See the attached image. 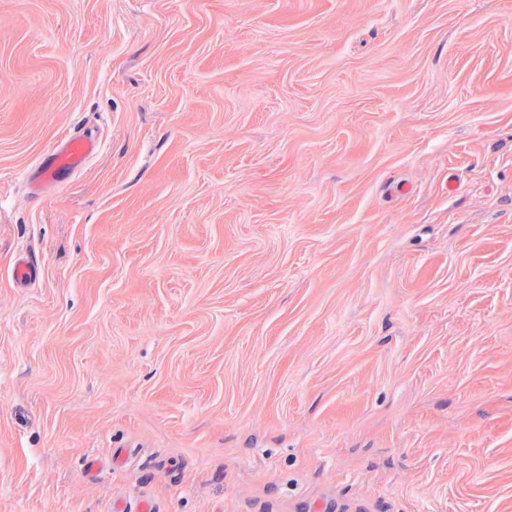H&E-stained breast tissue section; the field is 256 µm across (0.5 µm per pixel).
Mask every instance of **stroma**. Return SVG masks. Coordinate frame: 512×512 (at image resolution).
I'll list each match as a JSON object with an SVG mask.
<instances>
[{"label": "stroma", "mask_w": 512, "mask_h": 512, "mask_svg": "<svg viewBox=\"0 0 512 512\" xmlns=\"http://www.w3.org/2000/svg\"><path fill=\"white\" fill-rule=\"evenodd\" d=\"M0 512H512V0H0ZM98 150V142L92 136L75 133L64 137L42 156L39 162L41 182L55 185L60 171L80 170Z\"/></svg>", "instance_id": "obj_1"}]
</instances>
